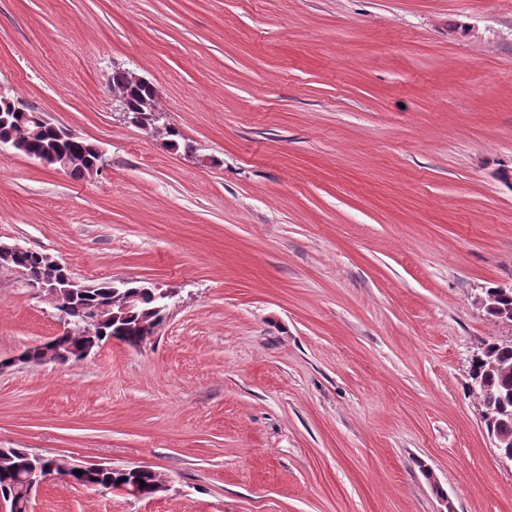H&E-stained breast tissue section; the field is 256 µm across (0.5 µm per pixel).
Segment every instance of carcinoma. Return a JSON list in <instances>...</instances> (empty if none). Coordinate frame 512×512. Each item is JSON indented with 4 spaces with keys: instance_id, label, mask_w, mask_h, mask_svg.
<instances>
[{
    "instance_id": "carcinoma-1",
    "label": "carcinoma",
    "mask_w": 512,
    "mask_h": 512,
    "mask_svg": "<svg viewBox=\"0 0 512 512\" xmlns=\"http://www.w3.org/2000/svg\"><path fill=\"white\" fill-rule=\"evenodd\" d=\"M5 120H0V142L18 140L26 144L27 153L46 154L58 161L65 157H79L81 161L70 165L68 172L77 178H84L88 164L96 160L98 147L83 137L71 138L60 134L57 127H46L39 134L31 133V123L22 112H12L8 105L0 102ZM11 264L23 267L33 274L42 269L41 253L25 252L12 257ZM136 296L135 308L126 313L123 306L130 296ZM92 305L110 308L105 320L93 324L85 321L87 309ZM69 318L77 335L67 337V344L79 350L90 338L102 342L111 336H121L130 346L139 344L143 336V324L163 322L155 309L153 289L143 281H132L121 288L111 282L97 285L91 291L80 292L71 302ZM486 370L482 372L485 388L476 391L481 411L502 409L512 414V344L489 343ZM36 463L50 472H60L70 468L69 475L74 482L86 487L96 484L115 489L136 487L139 496L148 499L158 495L157 487L162 482V473L149 467L135 470L128 468H107L92 475L76 474L80 466L64 459L49 457L26 448H7L0 451V498L6 501L11 512H28L30 498L23 486L26 467Z\"/></svg>"
}]
</instances>
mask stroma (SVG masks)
<instances>
[{
    "label": "stroma",
    "mask_w": 512,
    "mask_h": 512,
    "mask_svg": "<svg viewBox=\"0 0 512 512\" xmlns=\"http://www.w3.org/2000/svg\"><path fill=\"white\" fill-rule=\"evenodd\" d=\"M0 83L105 157L0 153V242L173 294L140 347L0 372V448L168 491L31 512H512L471 380L512 339L473 304L512 287V0H0ZM60 327L0 268V359Z\"/></svg>",
    "instance_id": "stroma-1"
}]
</instances>
